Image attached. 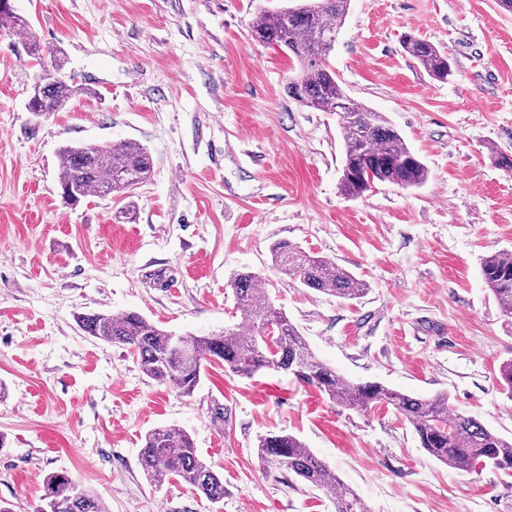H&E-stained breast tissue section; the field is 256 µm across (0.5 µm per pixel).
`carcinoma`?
<instances>
[{
  "mask_svg": "<svg viewBox=\"0 0 512 512\" xmlns=\"http://www.w3.org/2000/svg\"><path fill=\"white\" fill-rule=\"evenodd\" d=\"M350 8V0H289V4L263 10L251 26L252 37L263 44L286 49L296 60L298 74L289 79L288 96L318 112L336 114L345 151L339 191L359 199L381 183L403 189L423 186L429 169L420 156L381 112L354 101L342 88L329 58ZM29 29V21L14 8L0 5V30ZM404 51L420 64L429 78L445 82L451 75L448 53L431 41L407 35ZM56 75L31 89L27 111L60 112L81 88ZM152 175L148 150L132 141L66 146L60 154V194L75 207L87 197H133ZM273 265L283 274L318 292L341 300H356L368 291L367 283L335 262L309 253L288 241L270 247ZM486 287L498 304L505 322L512 325V253L497 252L481 260ZM231 288L240 313L236 327L219 334L177 335L135 311L118 314L94 312L78 317L91 337L126 349L143 374L157 382H169L182 396L193 394L204 366L213 360L233 373L252 376L263 370L289 371L298 382L317 387L341 406L368 412L378 405L391 406L410 424L420 445L436 461L453 470L475 472L480 463L512 477V439L454 409L448 395H410L380 381H354L318 359L298 327L270 301L260 287L257 273L234 272ZM277 327L273 347L264 340V329ZM497 384L512 400V359L501 363ZM257 457L270 472L286 471L303 485L336 502V512H370L355 492L345 487L325 461L292 434H269L259 439ZM146 478L155 485L175 479L212 503L224 499V479L198 453L191 436L178 427L149 431L139 453ZM44 495L37 512H107L101 498L78 488L61 470L46 475Z\"/></svg>",
  "mask_w": 512,
  "mask_h": 512,
  "instance_id": "cac0c4a2",
  "label": "carcinoma"
}]
</instances>
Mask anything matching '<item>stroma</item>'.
Here are the masks:
<instances>
[{
	"instance_id": "stroma-1",
	"label": "stroma",
	"mask_w": 512,
	"mask_h": 512,
	"mask_svg": "<svg viewBox=\"0 0 512 512\" xmlns=\"http://www.w3.org/2000/svg\"><path fill=\"white\" fill-rule=\"evenodd\" d=\"M12 4L31 27L0 31V503L35 512L44 477L63 469L108 512H334L258 462L260 437L289 433L371 512H512V479L443 466L393 408L351 411L290 376L219 363L184 397L77 320L137 311L178 334H217L240 321L227 281L246 268L339 373L447 393L512 437L495 376L512 328L480 271L484 256L512 252V172L491 155L512 154V13L496 0H351L331 64L430 170L420 189L379 184L351 200L338 190L335 115L289 98L292 61L250 36L269 0ZM408 33L447 51L448 82L404 53ZM56 49L62 76L88 93L36 117L27 94ZM120 141L153 160L130 217L95 195L65 206L60 148ZM280 240L350 270L367 294L343 301L280 274L269 256ZM161 426L191 435L223 500L145 478L139 451Z\"/></svg>"
}]
</instances>
